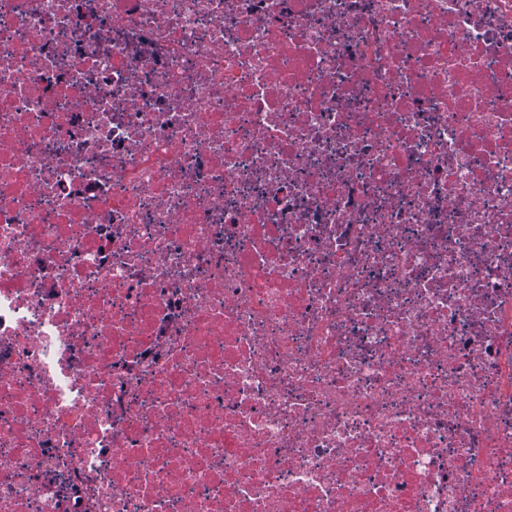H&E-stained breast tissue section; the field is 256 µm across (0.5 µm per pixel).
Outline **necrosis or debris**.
<instances>
[{
    "label": "necrosis or debris",
    "mask_w": 512,
    "mask_h": 512,
    "mask_svg": "<svg viewBox=\"0 0 512 512\" xmlns=\"http://www.w3.org/2000/svg\"><path fill=\"white\" fill-rule=\"evenodd\" d=\"M0 512H512V0H0Z\"/></svg>",
    "instance_id": "obj_1"
}]
</instances>
